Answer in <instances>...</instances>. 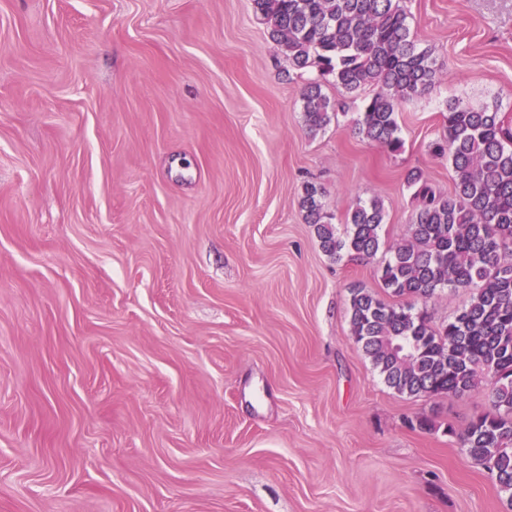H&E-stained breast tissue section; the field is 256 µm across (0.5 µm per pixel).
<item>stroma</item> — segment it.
Instances as JSON below:
<instances>
[{
  "instance_id": "35a3bbf8",
  "label": "stroma",
  "mask_w": 512,
  "mask_h": 512,
  "mask_svg": "<svg viewBox=\"0 0 512 512\" xmlns=\"http://www.w3.org/2000/svg\"><path fill=\"white\" fill-rule=\"evenodd\" d=\"M401 5L438 79L392 153L330 83L307 134L317 73L251 0H0V512H512L447 434L492 379L389 388L349 323L380 260L299 204L321 185L341 229L379 198L403 243L408 172L452 189L449 100L512 125V0ZM323 196L320 186L307 182L300 198L307 224H313L321 250L337 261L344 256L359 260L375 257L383 246L381 231L385 213L382 203L375 198L356 202L347 212V230L341 234L332 223L333 215L324 211Z\"/></svg>"
}]
</instances>
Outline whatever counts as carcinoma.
Instances as JSON below:
<instances>
[{
  "instance_id": "carcinoma-1",
  "label": "carcinoma",
  "mask_w": 512,
  "mask_h": 512,
  "mask_svg": "<svg viewBox=\"0 0 512 512\" xmlns=\"http://www.w3.org/2000/svg\"><path fill=\"white\" fill-rule=\"evenodd\" d=\"M399 2L253 0L291 64L317 71L303 94L309 132L325 129L338 112L323 83L350 95L373 88L355 122L358 134L391 152L403 147L399 107L428 92L437 69L431 52L413 39ZM430 150L448 158L453 191L436 192L419 170L407 174L416 201L411 237L387 250L378 268L381 288L424 302L446 289L475 292L459 314L434 328L408 302L390 304L353 288L351 333L385 384L402 394L460 396L480 374L492 375L491 410L462 431L448 427V435L495 476L512 506V129L496 108L451 102L445 133ZM322 199L320 186L303 185L300 206L321 250L338 261L375 257L383 246L382 203H355L341 234Z\"/></svg>"
}]
</instances>
